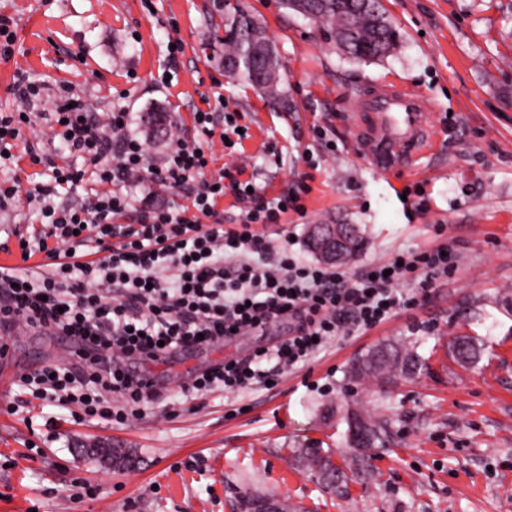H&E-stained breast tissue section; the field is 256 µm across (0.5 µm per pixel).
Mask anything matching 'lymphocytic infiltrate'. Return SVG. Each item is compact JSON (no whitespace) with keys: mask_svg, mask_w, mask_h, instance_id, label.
I'll use <instances>...</instances> for the list:
<instances>
[{"mask_svg":"<svg viewBox=\"0 0 512 512\" xmlns=\"http://www.w3.org/2000/svg\"><path fill=\"white\" fill-rule=\"evenodd\" d=\"M15 111L0 113V161H11L12 143L24 117L37 112L42 87L23 70L11 86ZM54 134L82 158V168H53L33 195L43 203V232L23 258L43 252V271L0 268V325L24 320L78 345L71 360L23 374L39 397L63 406L79 404L88 419L119 424L138 418L160 399L162 387L143 363L191 348L207 349L233 333L288 320V339L241 359H228L195 376L183 395L221 389L235 392L266 382L310 361L334 336L371 329L413 300L408 287L428 289L452 270L453 253L441 248L401 251L350 277L345 271L272 250L253 231L303 213L299 193L260 198L238 180L202 179L209 161L201 148L175 141L161 165L127 125L130 114L113 109L105 118L90 111L71 87L54 104ZM154 178L190 192L195 216L168 206L133 210L121 193L94 194L77 205L52 203L59 189ZM242 202L238 226L228 230L216 210L225 192ZM131 223H122L125 214Z\"/></svg>","mask_w":512,"mask_h":512,"instance_id":"1","label":"lymphocytic infiltrate"}]
</instances>
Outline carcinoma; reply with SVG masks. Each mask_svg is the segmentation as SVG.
<instances>
[{"label": "carcinoma", "mask_w": 512, "mask_h": 512, "mask_svg": "<svg viewBox=\"0 0 512 512\" xmlns=\"http://www.w3.org/2000/svg\"><path fill=\"white\" fill-rule=\"evenodd\" d=\"M285 5L328 31L337 47L354 60H378L395 48L397 33L381 0H285ZM224 46V62L228 63L230 74L262 89L273 104L288 109L277 51L261 23L245 14L234 15L225 23ZM363 241V235H358L337 256L334 265L350 263L360 253ZM482 350V344L472 336H457L448 345V355L466 365L477 363ZM423 366L424 357L414 345L404 341L388 342L358 359L351 367L350 377L368 379L383 387L398 377L419 373ZM357 416L367 424V444L361 451L354 450L348 469L335 466L331 453L320 448H302L297 454V462L302 467L317 474L331 471V479L325 481V486L341 493L346 491L347 482L371 476L368 464L371 451L391 443L389 418L352 410L346 415V423ZM89 458L116 459L125 466L132 462L125 448H104Z\"/></svg>", "instance_id": "obj_1"}]
</instances>
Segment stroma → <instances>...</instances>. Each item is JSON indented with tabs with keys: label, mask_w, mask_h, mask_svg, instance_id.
I'll return each mask as SVG.
<instances>
[{
	"label": "stroma",
	"mask_w": 512,
	"mask_h": 512,
	"mask_svg": "<svg viewBox=\"0 0 512 512\" xmlns=\"http://www.w3.org/2000/svg\"><path fill=\"white\" fill-rule=\"evenodd\" d=\"M399 33L387 58L357 62L327 31L288 10L283 0H0L16 23V53L0 63V111L14 108L15 69L48 88L67 81L106 113L130 112L131 130L161 163L171 139L153 132L147 113L194 138V113L212 110L243 133L233 147L201 141L212 160L205 178L223 171L252 181L272 198L297 185L305 214L255 225L273 247L311 260L305 234L315 224H353L366 239L346 266L354 276L400 250L447 244L456 256L448 277L398 316L373 329L337 336L273 388L254 385L184 400L193 372L244 358L288 336L287 322L237 337L218 349L192 350L145 369L163 395L142 419L125 425L79 424L68 409L37 399L21 375L68 359L70 343L47 332L8 333L0 358V512H234L240 493L271 492L305 512H512V0H382ZM258 19L279 55L287 108L224 69L229 8ZM183 46L169 64L167 44ZM399 84L429 97L434 147L393 176L355 153L350 114L368 87ZM223 109H216V102ZM46 118L23 133L18 158L0 176L23 189L48 181L51 166H81L54 148ZM52 165L32 162L29 143ZM134 207L189 206L186 192L157 181L121 184ZM40 206L20 199L0 208V261L22 266L20 237L38 234ZM460 335L485 345L478 365L453 362L448 342ZM400 338L418 343L428 367L399 380L389 394L353 382L351 364L372 347ZM390 417L394 443L377 451L373 477L340 498L297 469V448L350 456L349 408ZM129 448L133 464L116 469L85 458L86 445ZM83 478L94 500L70 503Z\"/></svg>",
	"instance_id": "1"
}]
</instances>
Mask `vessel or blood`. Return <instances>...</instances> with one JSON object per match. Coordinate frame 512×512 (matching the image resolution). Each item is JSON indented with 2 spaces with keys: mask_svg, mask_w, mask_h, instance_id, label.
Returning <instances> with one entry per match:
<instances>
[{
  "mask_svg": "<svg viewBox=\"0 0 512 512\" xmlns=\"http://www.w3.org/2000/svg\"><path fill=\"white\" fill-rule=\"evenodd\" d=\"M430 99L396 85L367 90L351 115L356 153L378 173L414 165L434 146Z\"/></svg>",
  "mask_w": 512,
  "mask_h": 512,
  "instance_id": "vessel-or-blood-1",
  "label": "vessel or blood"
}]
</instances>
